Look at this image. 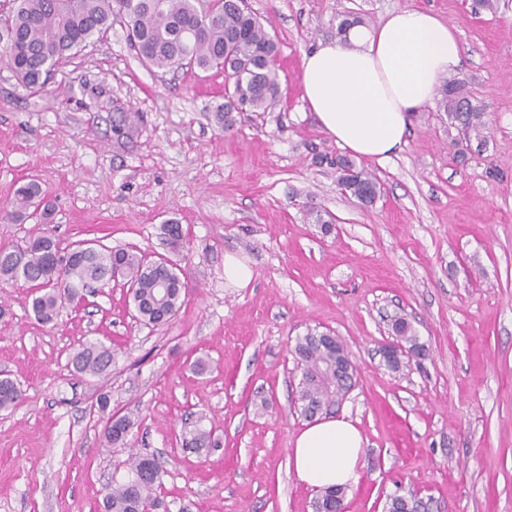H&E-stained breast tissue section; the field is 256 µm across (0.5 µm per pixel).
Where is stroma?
Here are the masks:
<instances>
[{
  "label": "stroma",
  "mask_w": 512,
  "mask_h": 512,
  "mask_svg": "<svg viewBox=\"0 0 512 512\" xmlns=\"http://www.w3.org/2000/svg\"><path fill=\"white\" fill-rule=\"evenodd\" d=\"M278 44L280 100L224 128V76L145 67L122 22L27 95L0 65V207L38 180L50 223L0 220V246L49 234L170 261L188 284L166 325L137 320L116 280L36 322L27 286L0 281V378L22 390L0 410V512H100L131 451L159 458V512H312L289 450L308 422L294 407L291 353L307 330L345 343L356 384L329 417L359 428V479L346 512H383L414 493L425 512H512V0H248ZM423 7L457 31L464 78L484 110V140L464 141L445 113H414L400 151L357 159L382 189L343 194L319 161L343 149L301 101L304 53L336 38V17L366 27ZM133 116L130 138L112 124ZM323 223H316V216ZM181 224L171 245L161 230ZM253 271L224 278V256ZM422 356L394 372L379 349L393 317ZM111 347L100 376L69 363L82 341ZM208 368L196 372V358ZM113 412L139 425L104 447ZM218 449L183 445L195 425Z\"/></svg>",
  "instance_id": "stroma-1"
}]
</instances>
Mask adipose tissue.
<instances>
[{
  "instance_id": "adipose-tissue-1",
  "label": "adipose tissue",
  "mask_w": 512,
  "mask_h": 512,
  "mask_svg": "<svg viewBox=\"0 0 512 512\" xmlns=\"http://www.w3.org/2000/svg\"><path fill=\"white\" fill-rule=\"evenodd\" d=\"M462 65L455 28L424 8L388 14L372 28L303 56L302 99L320 125L351 154L384 161L400 150L414 112L431 103ZM362 436L346 417L316 422L290 457L300 482L348 487L358 477Z\"/></svg>"
}]
</instances>
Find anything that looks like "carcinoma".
<instances>
[{
	"label": "carcinoma",
	"instance_id": "cac0c4a2",
	"mask_svg": "<svg viewBox=\"0 0 512 512\" xmlns=\"http://www.w3.org/2000/svg\"><path fill=\"white\" fill-rule=\"evenodd\" d=\"M116 17L124 19L132 45L149 67L170 70L188 65L224 72V103L216 108L224 127L233 126L234 112L247 117L252 112H267L279 102L277 43L247 0H10L9 8L0 10V54L18 84L28 94H38L56 67L87 47L91 37L107 31ZM438 110L466 135L484 138V112L471 100L464 80L453 77L446 81ZM329 164L340 168L337 184L350 195L370 204L379 197L376 178L353 161L331 159ZM31 207L42 208L40 217L50 220L51 203L36 181L16 189L4 218L23 220ZM115 276L132 285V305L147 324L169 323L185 301L187 284L173 265L147 261L132 250L100 245L74 255L61 250L49 235L0 247V280L35 289L31 309L41 323L49 324L58 317L64 299L79 295L95 281L105 283ZM162 279L170 281L164 291L158 288ZM392 331L397 347L405 348L406 354L420 348L405 318L395 317ZM292 353L301 372L295 403L302 417L323 414L341 403L354 387L336 376V361L349 356L342 340L309 331L297 338ZM112 360V350L87 341L71 363L80 374L100 375ZM21 398L13 380L0 379V410L15 407ZM134 425L129 413L108 414L105 443L125 441ZM186 445L213 448L216 443L211 432L198 428ZM129 472L124 481L106 487L104 512H154L160 506L156 491L163 473L161 462L133 453ZM338 495L343 497L346 491L318 490L313 512H329ZM413 508L412 498L398 493L385 502L386 512H413Z\"/></svg>",
	"mask_w": 512,
	"mask_h": 512
}]
</instances>
